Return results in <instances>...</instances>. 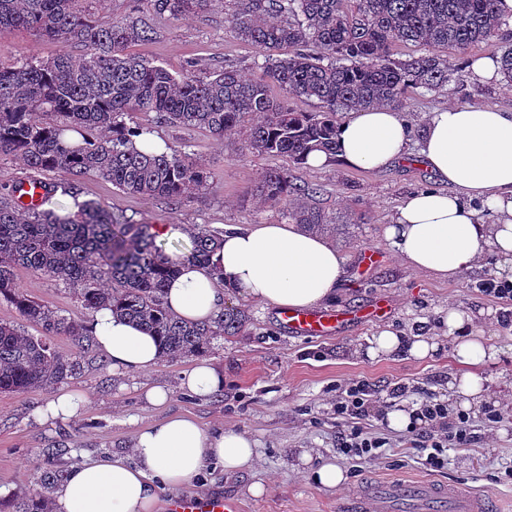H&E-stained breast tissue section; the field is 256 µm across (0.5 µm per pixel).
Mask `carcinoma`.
I'll return each mask as SVG.
<instances>
[{"label": "carcinoma", "instance_id": "1", "mask_svg": "<svg viewBox=\"0 0 512 512\" xmlns=\"http://www.w3.org/2000/svg\"><path fill=\"white\" fill-rule=\"evenodd\" d=\"M215 0H149L158 15L186 20ZM496 0H246L229 22L241 38L265 56L262 74L247 78L222 67L207 78L187 70L174 74L130 52L151 39L147 25L96 19L79 0H0V29L26 28L60 43L77 40L81 56L66 51L50 60L26 57L0 67V157L23 170L0 193V297L26 322L40 329L31 336L14 323L0 322V392L27 393L81 371L79 357L64 356L52 337L67 336L85 351L93 346L85 326L30 299L18 286L20 268L41 272L79 289L87 310L109 306L112 313L154 331L164 358L174 361L208 351L211 337L234 336L245 312L228 307L210 324L186 323L164 303L166 282L176 265L156 244L152 224H137L112 208L85 201L61 215L41 205L22 207L16 193L27 182L54 173L46 197L57 188L75 189L85 176L112 183L134 196L187 200L208 181L207 168L177 149L140 152L131 137L144 132L128 121L135 112H154L172 124L206 128L216 138L243 130L245 149L286 156L305 164L313 151L336 153L337 116L362 108L402 110L413 89L436 91L462 77L456 58L498 34L503 18ZM415 43L429 53L394 57L399 43ZM317 103L315 112H296L270 94ZM76 132L83 145L67 136ZM258 195L272 205L317 194L289 170L262 175ZM289 222L310 233L336 231L337 217L296 205ZM220 232L200 225L192 232V259L206 265ZM65 471L52 466L39 478L42 491L14 501L10 512H49L43 490L61 483Z\"/></svg>", "mask_w": 512, "mask_h": 512}]
</instances>
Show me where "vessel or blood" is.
Returning <instances> with one entry per match:
<instances>
[{
	"instance_id": "vessel-or-blood-1",
	"label": "vessel or blood",
	"mask_w": 512,
	"mask_h": 512,
	"mask_svg": "<svg viewBox=\"0 0 512 512\" xmlns=\"http://www.w3.org/2000/svg\"><path fill=\"white\" fill-rule=\"evenodd\" d=\"M284 325L304 337L330 334L341 320L334 311L284 310L280 313ZM407 507L409 512H487L486 497L456 484L420 481L408 484L399 480L368 484L344 506L345 512H395ZM168 512H240L237 501L214 496H185L171 500Z\"/></svg>"
}]
</instances>
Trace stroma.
Here are the masks:
<instances>
[{
  "mask_svg": "<svg viewBox=\"0 0 512 512\" xmlns=\"http://www.w3.org/2000/svg\"><path fill=\"white\" fill-rule=\"evenodd\" d=\"M241 3L217 0L215 6L187 20L154 13L148 0H81L80 6L97 18L149 25L151 40L134 45L132 51L171 72L185 71L192 62L200 77L225 66L256 75L263 56L254 45L237 38L228 22ZM64 50L80 54L84 48L75 41L62 45L44 40L23 28L0 30V65L5 67L24 55L47 59ZM457 102L511 110L512 83L485 81L467 72L441 91L414 90L403 116L417 136L429 112ZM134 120L170 147L204 163L210 172L206 187L190 199L170 202L126 195L111 182L88 176L79 180L74 193L54 194L51 208L72 210L90 200L111 206L113 213L137 223L172 224L185 230L205 225L220 231L229 224L285 221L283 207L263 203L257 186L267 169L293 168L288 157L253 154L244 149L243 134L219 141L207 130L169 124L153 112L138 113ZM295 170L300 183L318 188L317 194L308 197V205L329 214L364 218L335 239L346 260V275L326 306L348 314V322L332 334L307 338L281 323L278 308L246 304V325L237 335L214 337L205 355L224 372L223 390L209 398L191 396L181 386L182 374L193 365V358L164 359L147 371L119 377L98 354L86 357L81 374L62 382L64 388L88 400L72 419L39 418L51 389L0 393L1 502L36 491V478L45 466L43 449L68 448L61 461L66 468L88 455L125 457L139 430L183 415L209 430L239 428L256 442L258 460L253 469L229 475L214 464L184 489L185 494L198 497L228 496L239 503L241 512H342L361 482L391 478L461 483L492 498L500 512H512V482L499 477L504 467L512 466V415L490 432L483 415L472 416L481 443L450 449L447 467L434 473L418 463L404 431L376 419L374 429L390 440L381 463L346 468L347 481L337 488H325L310 479L308 465L298 458L299 449H314L325 461L337 458L336 417L328 404L337 381L364 378L378 385L400 382L421 392H448V374L454 368L450 339L442 338L439 351L424 360L404 353L370 359L364 351L377 327L389 325L411 336L423 321L430 334L439 335L440 309L452 306L480 313L481 330L500 349L497 359L483 366L482 374L493 394L512 396V327L502 323L512 304L483 296L476 288L477 282L495 274L494 255H486L479 269L448 281L413 271L391 250L384 227L397 208L408 195L439 186L419 159L417 143H410L407 154L383 170L342 164ZM17 281L32 299L48 303L71 320H89L77 291L65 283L25 268L18 269ZM381 300L388 301L390 312L362 320V311ZM152 386L169 390L166 404L157 406L146 399L145 392ZM256 482L266 484L265 495L249 493V486Z\"/></svg>",
  "mask_w": 512,
  "mask_h": 512,
  "instance_id": "1",
  "label": "stroma"
}]
</instances>
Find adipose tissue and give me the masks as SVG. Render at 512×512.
Listing matches in <instances>:
<instances>
[{
  "label": "adipose tissue",
  "instance_id": "obj_1",
  "mask_svg": "<svg viewBox=\"0 0 512 512\" xmlns=\"http://www.w3.org/2000/svg\"><path fill=\"white\" fill-rule=\"evenodd\" d=\"M409 141L400 111L361 110L339 123L336 154L311 153L306 165L321 169L342 162L380 170L401 159ZM419 156L442 187L412 193L399 207L384 230L394 253L415 271L448 280L480 266L491 252L500 259L499 277L512 282V111L451 104L431 112ZM480 203L497 214L496 223L481 222ZM175 260L179 272L167 283L166 305L191 322L213 321L230 296L308 309L333 299L345 275V260L334 245L288 223L225 228L206 267L185 252ZM441 325L454 345L451 398L482 411L494 396L476 369L499 350L488 343L472 313L447 308ZM85 329L113 374L150 369L163 357L159 336L110 310L94 313ZM403 347L423 358L438 344L418 334L406 345L386 327L373 334L366 354L385 357ZM256 459V444L242 431H208L191 418L174 416L140 430L129 457L100 456L72 467L53 494L54 512H155L160 488L190 485L212 463L234 474L251 469Z\"/></svg>",
  "mask_w": 512,
  "mask_h": 512
}]
</instances>
